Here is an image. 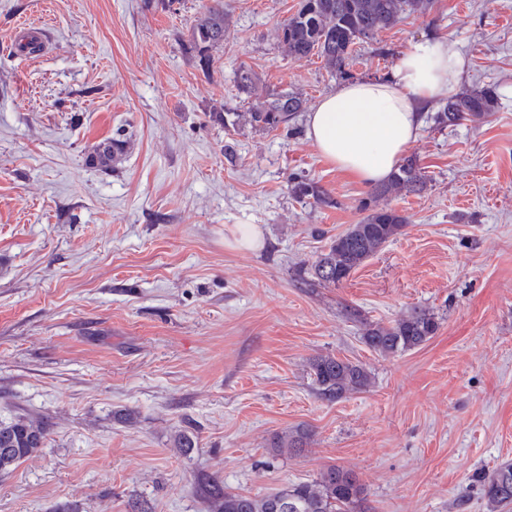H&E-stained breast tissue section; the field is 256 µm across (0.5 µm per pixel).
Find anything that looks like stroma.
<instances>
[{"mask_svg":"<svg viewBox=\"0 0 512 512\" xmlns=\"http://www.w3.org/2000/svg\"><path fill=\"white\" fill-rule=\"evenodd\" d=\"M223 2L205 72L187 45L211 0H0V422L50 428L0 475V512H213L208 479L264 494L329 465L359 475L369 512H487L479 478L512 462V0H434L357 45L360 81L421 38L456 40L461 88L493 86L497 105L424 121L409 153L426 190L383 200L408 225L326 288L304 271L364 217L369 187L320 156L306 113L252 127L234 73L311 108L341 80L281 47L299 0ZM22 22L45 23L43 49L19 51ZM296 176L333 205L295 197ZM245 224L257 248L237 245ZM347 305L384 323L425 307L440 328L383 357ZM327 354L370 386L321 399L308 363ZM302 425L313 442L274 453Z\"/></svg>","mask_w":512,"mask_h":512,"instance_id":"obj_1","label":"stroma"}]
</instances>
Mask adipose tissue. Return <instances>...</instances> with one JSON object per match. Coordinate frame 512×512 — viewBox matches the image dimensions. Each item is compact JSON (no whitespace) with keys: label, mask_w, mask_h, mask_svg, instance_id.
Masks as SVG:
<instances>
[{"label":"adipose tissue","mask_w":512,"mask_h":512,"mask_svg":"<svg viewBox=\"0 0 512 512\" xmlns=\"http://www.w3.org/2000/svg\"><path fill=\"white\" fill-rule=\"evenodd\" d=\"M465 65L451 39L413 43L386 78L348 82L322 98L307 116V136L337 170L384 182L416 142L427 107L456 91Z\"/></svg>","instance_id":"ef3b65f1"}]
</instances>
